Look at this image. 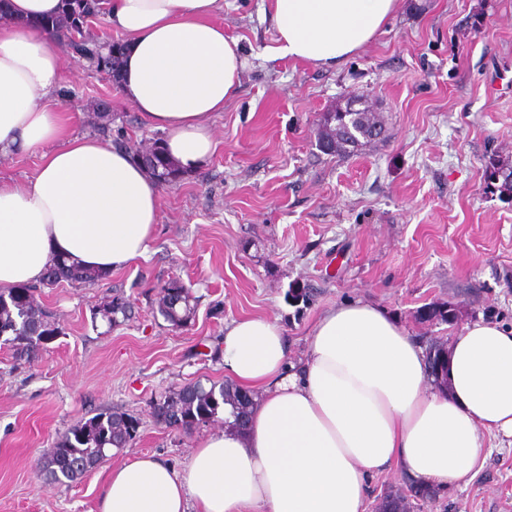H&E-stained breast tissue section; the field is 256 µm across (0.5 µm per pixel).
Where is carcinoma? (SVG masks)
Returning <instances> with one entry per match:
<instances>
[{"label": "carcinoma", "instance_id": "cac0c4a2", "mask_svg": "<svg viewBox=\"0 0 512 512\" xmlns=\"http://www.w3.org/2000/svg\"><path fill=\"white\" fill-rule=\"evenodd\" d=\"M95 0H60L58 12L38 25L53 31L56 36L75 45L76 19L92 12ZM122 51H112L100 56L95 70L104 73L115 84L120 82ZM92 128L100 137L112 139V113L98 112ZM379 124L375 113L369 108H346L330 112L318 125L316 147L320 152L333 155L344 154L347 147L361 145L377 136ZM489 179L496 182L499 196L512 200V163L490 159ZM143 165L152 178L160 183H171L179 177V169L168 159L163 141L155 140L152 158L143 160ZM108 275L94 269L70 264L60 257L47 269L42 282L29 288L0 289V337L19 362L31 361L36 353L47 348L55 338L63 334L62 326L32 296L42 288H51L61 282L92 288ZM196 301L190 292L176 280L161 291L157 299V312L171 326H184L195 314ZM129 303L120 293L110 294L95 307V316L112 324L117 315L128 317ZM447 343L434 340L429 343L428 357L437 362L432 373L434 380L444 376L445 350ZM229 408L230 419L224 423L234 427V418L250 413L251 402L240 398L237 386L226 381L221 385L206 387L199 382L186 384L179 389L151 402V410L158 418L172 420L170 427L190 432L193 429L218 420L219 412ZM140 418L123 411L103 410L72 426L44 450L43 466L51 479L73 482L98 466L107 452L124 448L133 441L131 428ZM420 498L429 504L439 497L436 490L424 487L411 480L403 490L389 491L384 495L385 505L392 501L409 507L410 498Z\"/></svg>", "mask_w": 512, "mask_h": 512}]
</instances>
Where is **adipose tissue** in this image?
<instances>
[{
    "label": "adipose tissue",
    "mask_w": 512,
    "mask_h": 512,
    "mask_svg": "<svg viewBox=\"0 0 512 512\" xmlns=\"http://www.w3.org/2000/svg\"><path fill=\"white\" fill-rule=\"evenodd\" d=\"M399 0H270L274 52L331 68L369 44ZM60 0H10L0 23V155L37 150L31 177L0 175V288L34 286L55 257L112 273L144 257L160 186L130 151L75 135L57 95V38L38 27ZM220 0H107L124 38V102L165 134L167 156L199 168L212 121L239 89L237 39L212 17ZM282 327L226 324L230 379L258 394L246 430L202 439L182 467L141 454L113 467L98 512H366L368 478L399 469L439 491L483 469V438L512 439V327L483 319L452 336L446 388L387 309L357 300L325 311L305 359L288 367Z\"/></svg>",
    "instance_id": "obj_1"
}]
</instances>
